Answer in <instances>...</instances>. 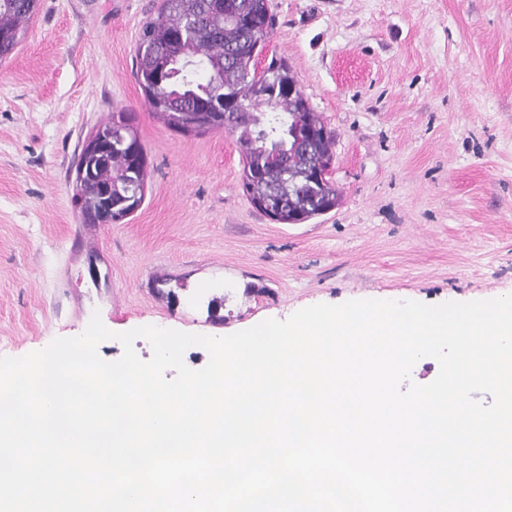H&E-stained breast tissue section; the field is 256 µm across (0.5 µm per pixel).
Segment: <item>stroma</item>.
<instances>
[{"label": "stroma", "mask_w": 512, "mask_h": 512, "mask_svg": "<svg viewBox=\"0 0 512 512\" xmlns=\"http://www.w3.org/2000/svg\"><path fill=\"white\" fill-rule=\"evenodd\" d=\"M269 4L258 65L286 58L336 133L340 203L301 224L247 201L236 136L149 111L133 60L156 0H39L0 63V356L96 312L114 361L147 325L224 336L318 303L512 295V0ZM120 110L148 153L144 201L84 224L78 155Z\"/></svg>", "instance_id": "obj_1"}]
</instances>
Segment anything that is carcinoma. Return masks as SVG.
I'll list each match as a JSON object with an SVG mask.
<instances>
[{"label": "carcinoma", "mask_w": 512, "mask_h": 512, "mask_svg": "<svg viewBox=\"0 0 512 512\" xmlns=\"http://www.w3.org/2000/svg\"><path fill=\"white\" fill-rule=\"evenodd\" d=\"M38 0H0V61L25 38ZM157 19L143 23L135 76L150 111L170 128L202 133L228 127L243 146L244 195L270 196L284 221L301 224L338 205L328 168L335 134L308 98L287 93L296 82L288 63L271 58L264 84L252 77L257 43L273 30L268 0H159ZM102 159L88 168L84 195L97 200L112 185V210L128 211L127 190L144 189L146 149L130 114L104 123Z\"/></svg>", "instance_id": "carcinoma-1"}]
</instances>
